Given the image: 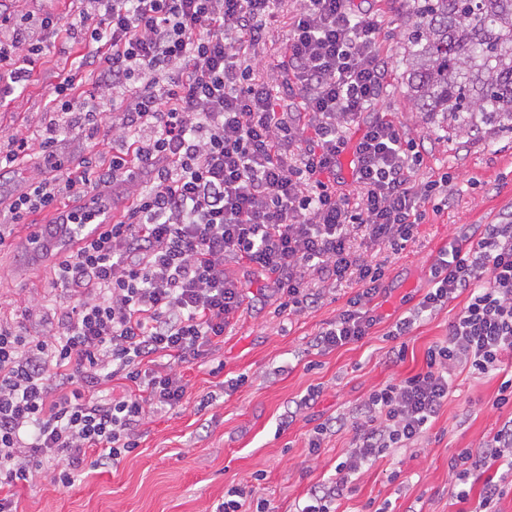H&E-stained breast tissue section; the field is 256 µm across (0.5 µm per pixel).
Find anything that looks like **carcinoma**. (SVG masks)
I'll return each instance as SVG.
<instances>
[{"instance_id": "cac0c4a2", "label": "carcinoma", "mask_w": 512, "mask_h": 512, "mask_svg": "<svg viewBox=\"0 0 512 512\" xmlns=\"http://www.w3.org/2000/svg\"><path fill=\"white\" fill-rule=\"evenodd\" d=\"M412 18L404 80L431 124L512 131V0H414Z\"/></svg>"}]
</instances>
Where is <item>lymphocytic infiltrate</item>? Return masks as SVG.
Returning <instances> with one entry per match:
<instances>
[{"label": "lymphocytic infiltrate", "instance_id": "lymphocytic-infiltrate-1", "mask_svg": "<svg viewBox=\"0 0 512 512\" xmlns=\"http://www.w3.org/2000/svg\"><path fill=\"white\" fill-rule=\"evenodd\" d=\"M79 22L37 24L0 0V83L21 90L49 39L86 52L62 77L37 127L0 132V176L38 159L35 176L0 210V247L16 224L52 212L59 226L92 223L86 194L124 202L122 216L52 265L51 285L72 305L23 325L0 312V512H18L14 489L68 488L139 445L141 427L186 401L181 367L223 343L242 304L245 265L267 281L280 313L300 319L356 284L315 345L332 350L369 336L386 262L415 241L448 176L420 177L424 112L396 121L379 110L388 66L381 25L350 0H70ZM288 38L274 68L257 53L275 25ZM89 94H82L84 84ZM109 151L106 165L65 164L63 128ZM352 152V179L336 171ZM73 208L60 210L61 197ZM415 318L467 301L430 346L423 368L390 379L348 415L314 427L318 455L332 428L353 437L335 472L296 512H337L355 475L395 448L421 444L456 372L499 374L512 357V219L457 231L428 270ZM124 383L115 393L112 383ZM449 469L459 501L496 512L512 473V420ZM482 489H475V480Z\"/></svg>", "mask_w": 512, "mask_h": 512}]
</instances>
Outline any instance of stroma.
Wrapping results in <instances>:
<instances>
[{"label":"stroma","mask_w":512,"mask_h":512,"mask_svg":"<svg viewBox=\"0 0 512 512\" xmlns=\"http://www.w3.org/2000/svg\"><path fill=\"white\" fill-rule=\"evenodd\" d=\"M355 2L383 22L377 44L389 68L383 109L401 117L414 109L401 64L411 4ZM83 52L78 44H50L24 93L0 109V127L36 122L58 75L68 72ZM423 134L425 171L448 173L454 196L447 208L428 212L415 242L392 261L373 300L379 321L368 337L329 351L313 345L316 334L335 321L350 288L306 317L291 320L277 314L275 299L262 297L258 283H249L232 333L184 367L188 392L183 411L158 415L142 427L133 453L103 468L84 469L72 487L58 489L45 482L18 489L19 512H214L227 489L239 485L250 486L253 498L271 501L278 512H294L311 486L333 474L352 438L345 429L330 433L314 457L307 448L310 430L351 411L383 382L420 371L426 349L445 339L464 298L417 323L405 338L404 360H390L396 342L389 332L425 294L428 268L456 228L493 224L512 212V132L491 129L467 139L431 125ZM46 245L37 253L0 249V297L15 300L14 317H22L18 302L25 298L44 297L50 309L67 301L48 286V250L68 247L69 241L56 237ZM242 374L245 384L224 391L223 382ZM499 384L496 376L458 374L424 443L377 459L342 500L339 512H367L371 500L391 502L394 512H465V503L451 491L449 462L460 449L478 448L512 419V405L492 406ZM317 385L323 393L316 403L296 411V402ZM291 410L296 420L281 428L282 416ZM395 470L400 480H391ZM256 472L264 473V480L252 481Z\"/></svg>","instance_id":"obj_1"}]
</instances>
